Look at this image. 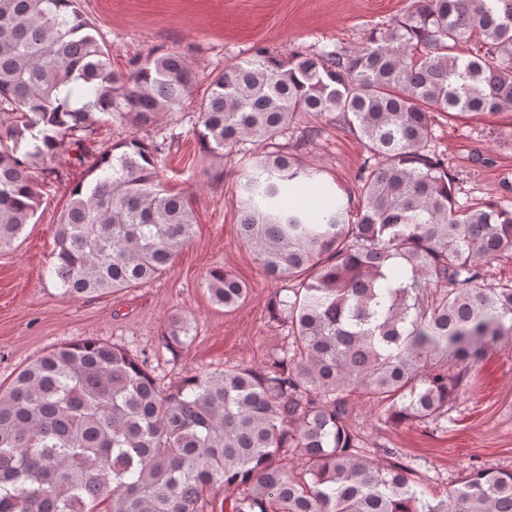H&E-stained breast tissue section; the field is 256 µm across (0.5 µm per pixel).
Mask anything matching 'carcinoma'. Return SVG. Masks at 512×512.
<instances>
[{
	"instance_id": "cac0c4a2",
	"label": "carcinoma",
	"mask_w": 512,
	"mask_h": 512,
	"mask_svg": "<svg viewBox=\"0 0 512 512\" xmlns=\"http://www.w3.org/2000/svg\"><path fill=\"white\" fill-rule=\"evenodd\" d=\"M193 92L174 51L113 71L78 0H0V249L36 216L62 147L82 161L97 121L149 126ZM509 111L512 0H413L354 50L257 52L217 73L197 136L216 157L263 148L239 182L238 234L292 281L269 302L288 341L169 391L146 359L98 339L31 360L0 386V512H199L217 486L240 490L231 512H512V471L474 468L434 498L411 463L359 450L348 408L359 392L388 425H438L465 366L512 341V287L484 273L512 257V202H459L431 146L436 112ZM303 113L364 142L357 201L279 143ZM174 140L134 134L72 187L54 235L65 297L145 283L189 243L192 200L162 179ZM303 185L318 190L311 210L290 203ZM205 284L226 308L248 294L222 267ZM168 332L192 341L177 315Z\"/></svg>"
}]
</instances>
